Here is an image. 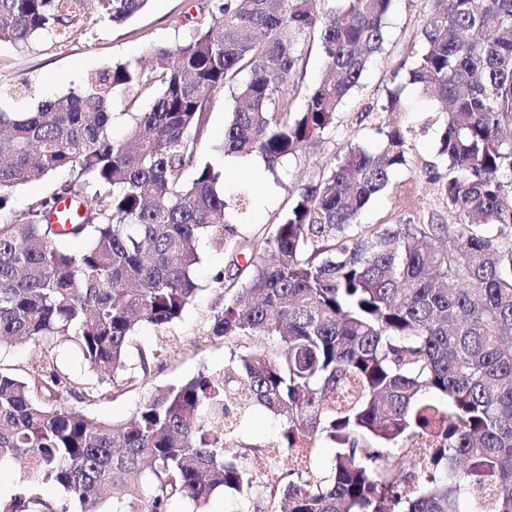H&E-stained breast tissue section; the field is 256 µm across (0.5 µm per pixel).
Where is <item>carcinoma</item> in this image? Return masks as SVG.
<instances>
[{
    "label": "carcinoma",
    "instance_id": "1",
    "mask_svg": "<svg viewBox=\"0 0 512 512\" xmlns=\"http://www.w3.org/2000/svg\"><path fill=\"white\" fill-rule=\"evenodd\" d=\"M97 20L120 25L148 0H0V42L69 39ZM218 0L211 21L173 46L118 62L34 112H0V213L19 186L60 169L73 182L0 222V349L41 347L26 376L0 367V466L29 481L0 512H51L49 486L79 512H194L218 490L233 512H512V0H426L381 111L406 86L439 104L441 194L451 224H359L406 165L415 134L386 123L327 175L299 185L248 263V281L211 317L209 335L248 346L221 380L207 373L152 392L127 422L60 404L71 382L58 339L79 347L101 383L140 382L127 351L138 328H162L194 299L206 237L234 248L224 172L197 160L212 97L235 82L221 155H260L276 172L319 143L374 57L393 0ZM317 36L324 71L288 82ZM148 92L120 137L108 111L118 89ZM192 177H187V172ZM64 196L82 201L67 230ZM262 409L274 445L228 457ZM330 445L329 465L319 444ZM273 457L271 475L251 455ZM288 460V467L281 466Z\"/></svg>",
    "mask_w": 512,
    "mask_h": 512
}]
</instances>
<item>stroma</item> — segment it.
I'll return each mask as SVG.
<instances>
[{"label":"stroma","mask_w":512,"mask_h":512,"mask_svg":"<svg viewBox=\"0 0 512 512\" xmlns=\"http://www.w3.org/2000/svg\"><path fill=\"white\" fill-rule=\"evenodd\" d=\"M212 6L213 0H150L145 10L128 22L115 25L100 21L85 36L61 40L44 35L18 46L0 43V112L34 111L39 102L78 87L87 76L113 62L142 59L151 47L181 42L198 23L209 21ZM422 10L423 0H395L385 53L373 62L359 89L339 112L335 130L315 149L283 161L273 172L263 165L226 170L227 191L243 187L250 197L242 222L235 227L239 252L233 255L214 249L208 242H200L201 261L196 268L199 292L193 302L172 324L160 329L141 328L131 340V362H138L143 354L149 358L141 385L132 388L98 385L79 350L67 345L59 350L57 365L59 372L71 380L74 390L62 395V404L123 422L132 418L143 399L156 389L180 385L202 371L222 370L234 345L211 339L208 334L211 316L216 306L223 304L225 295L215 280L216 275L221 273L228 279L238 277L240 269L246 266L245 254L259 247L287 211L294 187L327 175L330 162L351 147L375 146L377 130L386 120L414 128L416 134L407 166L397 171L391 186L367 205L359 217L360 223L393 224L412 217L450 223L439 185L432 179L439 162L438 139L431 127L436 118L434 103L410 86L403 93L404 111L393 115L363 111L365 105L385 101L386 91L392 86V69L409 37L415 33ZM21 86L27 92L20 99L13 91ZM230 104L229 91L213 96L198 140L200 162L212 161V147L222 142ZM70 180L69 172L59 171L20 187L10 209L1 212L0 219L6 221L23 215L32 204L52 196ZM157 349L162 352L158 358L153 355ZM81 387L96 389L94 401L79 398L77 390Z\"/></svg>","instance_id":"obj_1"}]
</instances>
